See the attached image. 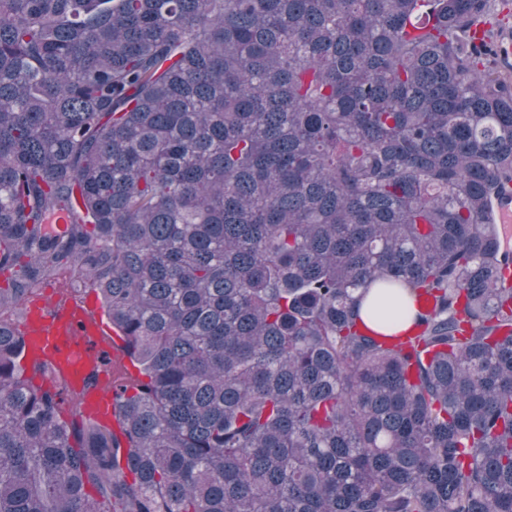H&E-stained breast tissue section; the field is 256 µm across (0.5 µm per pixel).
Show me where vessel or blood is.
<instances>
[{
  "label": "vessel or blood",
  "mask_w": 512,
  "mask_h": 512,
  "mask_svg": "<svg viewBox=\"0 0 512 512\" xmlns=\"http://www.w3.org/2000/svg\"><path fill=\"white\" fill-rule=\"evenodd\" d=\"M18 330L24 341L22 365L31 372L47 367L50 381L75 396L80 413L120 433L117 397L134 393L143 378L96 292L85 289L76 299L32 297Z\"/></svg>",
  "instance_id": "obj_1"
}]
</instances>
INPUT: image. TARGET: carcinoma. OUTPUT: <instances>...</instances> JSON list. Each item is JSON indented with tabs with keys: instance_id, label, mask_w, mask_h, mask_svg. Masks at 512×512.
Wrapping results in <instances>:
<instances>
[{
	"instance_id": "1",
	"label": "carcinoma",
	"mask_w": 512,
	"mask_h": 512,
	"mask_svg": "<svg viewBox=\"0 0 512 512\" xmlns=\"http://www.w3.org/2000/svg\"><path fill=\"white\" fill-rule=\"evenodd\" d=\"M489 12L0 0V312L75 272L148 378L122 447L0 320V512H512Z\"/></svg>"
}]
</instances>
